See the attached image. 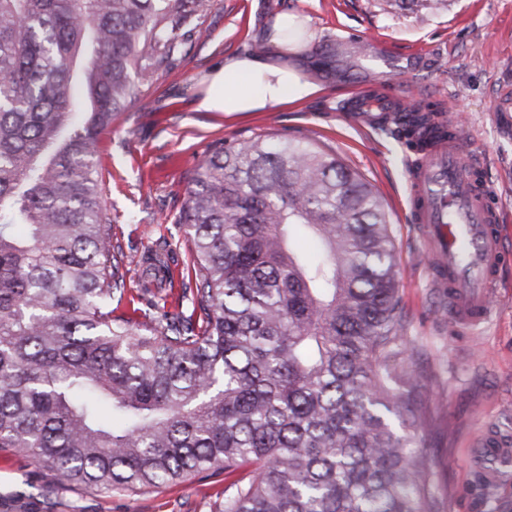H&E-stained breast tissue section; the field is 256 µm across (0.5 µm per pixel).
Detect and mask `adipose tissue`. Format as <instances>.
Wrapping results in <instances>:
<instances>
[{"label":"adipose tissue","instance_id":"ef3b65f1","mask_svg":"<svg viewBox=\"0 0 512 512\" xmlns=\"http://www.w3.org/2000/svg\"><path fill=\"white\" fill-rule=\"evenodd\" d=\"M305 17L293 12L276 15L265 33L266 52L237 53L225 57L223 65L210 71L200 82L197 109L227 114L265 112L317 95L320 84L299 44L284 40L281 30L298 28Z\"/></svg>","mask_w":512,"mask_h":512}]
</instances>
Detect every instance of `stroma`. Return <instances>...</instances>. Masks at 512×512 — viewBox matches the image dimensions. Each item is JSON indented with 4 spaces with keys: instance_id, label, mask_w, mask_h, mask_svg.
<instances>
[{
    "instance_id": "1",
    "label": "stroma",
    "mask_w": 512,
    "mask_h": 512,
    "mask_svg": "<svg viewBox=\"0 0 512 512\" xmlns=\"http://www.w3.org/2000/svg\"><path fill=\"white\" fill-rule=\"evenodd\" d=\"M283 11L307 19L306 55L321 92L267 112L196 111L203 76L225 56L252 51ZM203 22L210 38L183 44L175 68L137 88L116 130L99 136L98 185L124 252L140 259L164 252L176 287H193L191 253L176 219L197 166L219 141L308 140L335 155L385 204L413 366L427 377L419 446L433 472L437 512H512V474L481 486L471 459L484 424L512 436V269L489 326L479 333L458 328L448 316L447 289L431 285L419 227L408 219L413 154L401 124L356 126L343 112L357 92L383 87L412 89L410 113H460L512 250V112L496 109L502 86L512 83V0H447L414 12L388 0H210ZM224 484L223 476L203 472L160 488L97 494L57 487L49 471L0 448V495L45 493L47 512H222Z\"/></svg>"
}]
</instances>
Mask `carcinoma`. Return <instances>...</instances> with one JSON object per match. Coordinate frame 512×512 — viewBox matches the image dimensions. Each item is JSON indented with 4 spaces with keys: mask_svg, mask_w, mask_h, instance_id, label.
Instances as JSON below:
<instances>
[{
    "mask_svg": "<svg viewBox=\"0 0 512 512\" xmlns=\"http://www.w3.org/2000/svg\"><path fill=\"white\" fill-rule=\"evenodd\" d=\"M207 8L0 0V448L99 493L236 474L224 512H436L390 224L336 156L259 136L207 154L177 220L192 310L112 307L139 261L113 242L94 146L209 36Z\"/></svg>",
    "mask_w": 512,
    "mask_h": 512,
    "instance_id": "carcinoma-1",
    "label": "carcinoma"
}]
</instances>
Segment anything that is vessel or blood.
Instances as JSON below:
<instances>
[{"mask_svg": "<svg viewBox=\"0 0 512 512\" xmlns=\"http://www.w3.org/2000/svg\"><path fill=\"white\" fill-rule=\"evenodd\" d=\"M399 108L398 98L367 91L348 110L352 122L370 126L387 122ZM445 127L447 136L417 151L411 164L412 214L430 251L435 285L448 291L453 320L473 330L489 318L493 291L512 255L502 245L501 214L473 147L456 123ZM473 464L485 484H497L512 466V437L485 426Z\"/></svg>", "mask_w": 512, "mask_h": 512, "instance_id": "obj_1", "label": "vessel or blood"}]
</instances>
